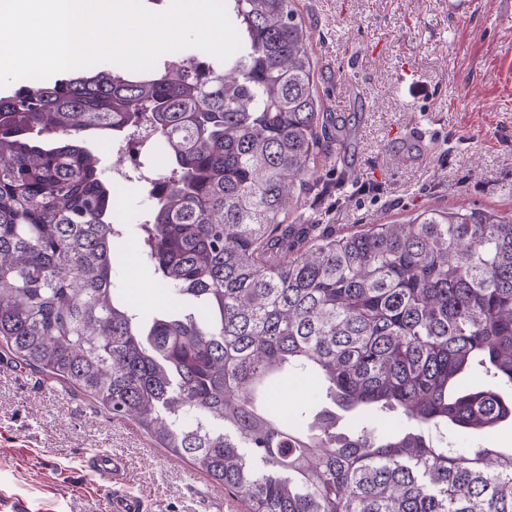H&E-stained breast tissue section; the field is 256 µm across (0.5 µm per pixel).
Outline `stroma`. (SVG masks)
Instances as JSON below:
<instances>
[{"mask_svg": "<svg viewBox=\"0 0 512 512\" xmlns=\"http://www.w3.org/2000/svg\"><path fill=\"white\" fill-rule=\"evenodd\" d=\"M311 40L315 82L333 137L319 153L293 224L408 219L428 207L512 211V17L501 0H295ZM143 178L119 189L122 249L131 269L114 288L150 319L169 308L152 263L135 252L150 211V173L167 175L153 150ZM117 452L127 493L145 512H245L244 503L112 418L78 390L17 365L0 348V499L28 512H106L107 480L88 456Z\"/></svg>", "mask_w": 512, "mask_h": 512, "instance_id": "35a3bbf8", "label": "stroma"}]
</instances>
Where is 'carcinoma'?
Returning a JSON list of instances; mask_svg holds the SVG:
<instances>
[{"label": "carcinoma", "mask_w": 512, "mask_h": 512, "mask_svg": "<svg viewBox=\"0 0 512 512\" xmlns=\"http://www.w3.org/2000/svg\"><path fill=\"white\" fill-rule=\"evenodd\" d=\"M224 2L241 40L224 62L0 97V345L248 512H512V452L437 436L512 425V214L285 224L331 116L293 0ZM144 120L171 173L143 248L174 296L147 321L112 288L122 230L83 142ZM288 371L318 410L275 411Z\"/></svg>", "instance_id": "cac0c4a2"}]
</instances>
